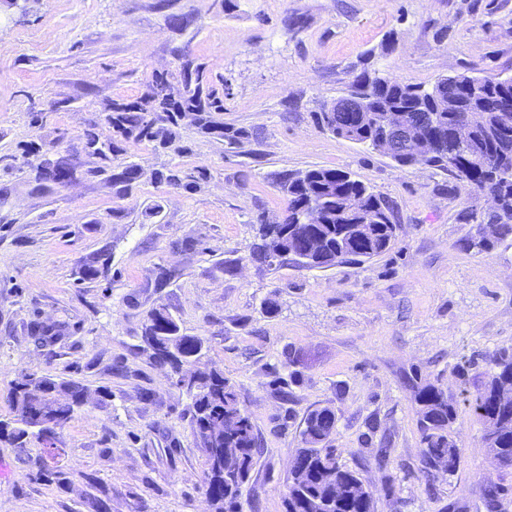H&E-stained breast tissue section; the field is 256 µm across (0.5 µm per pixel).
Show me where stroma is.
I'll list each match as a JSON object with an SVG mask.
<instances>
[{
  "label": "stroma",
  "mask_w": 512,
  "mask_h": 512,
  "mask_svg": "<svg viewBox=\"0 0 512 512\" xmlns=\"http://www.w3.org/2000/svg\"><path fill=\"white\" fill-rule=\"evenodd\" d=\"M173 14L188 26L171 27ZM185 56L205 63L225 127L243 138L184 124L185 153L143 142L107 162L89 156L86 133L106 129L103 104L136 99ZM366 67L428 87L512 75V0H34L25 16L0 0V418L21 371L87 388L52 462L63 483L38 473L42 440L0 444V512H93L96 499L107 512H214L191 398L141 341L159 307L204 338L201 368L236 383L262 436L243 512H285L304 417L324 405L338 412L340 461L371 487L374 512H442L451 501L485 512L484 484L512 483L467 413L455 425L457 471L437 474L431 492L415 477L420 434L404 376L454 396L460 384L480 387L485 357L512 347V239L462 249L474 227L459 215L481 196L446 170L399 168L318 125L316 112ZM60 161L71 180L39 186L36 164ZM128 164L139 175L124 195L95 172ZM174 167L197 172L196 189L159 180ZM313 167L392 201L400 230L389 252L324 269L251 261L258 216L284 214L275 174ZM93 258L107 269L88 279ZM33 321L63 334L38 345ZM278 376L292 401L280 399ZM386 472L397 478L390 494Z\"/></svg>",
  "instance_id": "stroma-1"
}]
</instances>
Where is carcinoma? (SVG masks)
I'll list each match as a JSON object with an SVG mask.
<instances>
[{
  "instance_id": "obj_1",
  "label": "carcinoma",
  "mask_w": 512,
  "mask_h": 512,
  "mask_svg": "<svg viewBox=\"0 0 512 512\" xmlns=\"http://www.w3.org/2000/svg\"><path fill=\"white\" fill-rule=\"evenodd\" d=\"M205 70L204 64L186 56L175 75L154 76L138 100L106 104L105 123L112 127V136L102 141L98 132H88L86 146L91 154L105 159L109 152H124L127 143L145 141L173 145L183 153L186 147L175 145L172 127L184 122L236 139L238 132H230L215 119L224 112V97L207 83ZM351 87L354 99L324 107L317 117L319 123L336 135L350 128L356 143L374 150L386 116L400 115L412 142L408 150L390 155L395 163L446 168L468 191L505 200L506 208L500 214L486 215L473 208L463 214L465 223L476 225V234L464 239V249L486 252L512 238V112L498 111L503 102H512V76H446L426 89L365 69ZM471 119L472 137L463 145L452 130ZM69 172L63 166L45 167L38 171V180L61 184ZM136 178L137 168L132 165L111 175L112 185L121 191ZM161 179L184 188L196 185L194 175L179 169ZM277 186L288 195V213L279 224L260 222L250 252L254 262L272 266L289 259L308 269L326 268L379 257L395 244L398 224L389 201L346 172L325 167L284 172L277 177ZM351 197L360 199L375 217L360 231L344 211ZM312 201L321 209L318 224L305 221V207ZM152 339L155 359L167 361L175 370L181 361L176 356L165 358L168 344L186 356L204 346L202 337L183 333L162 308L151 310L144 324L142 341L148 345ZM486 365L487 381L460 401L417 373L406 374L416 404L423 477L434 470L455 473L459 448L454 425L464 410L485 427L495 425L494 435L482 439V446L495 453L500 468L512 470V414H504L496 400L497 393L512 391V347L490 356ZM86 391L76 380L21 373L8 394L11 417L0 419V442L21 446L40 422L55 419L61 426L70 422L85 404ZM186 391L192 400L193 432L205 453V493L215 512H242V489L260 451L251 415L242 406L235 383L217 369L197 372ZM338 422L331 406L318 407L305 417L286 512H309L313 499L325 502L322 512H373L370 487L357 471L339 462L340 450L333 445ZM511 493L512 487L502 483L485 486L486 512H501Z\"/></svg>"
}]
</instances>
